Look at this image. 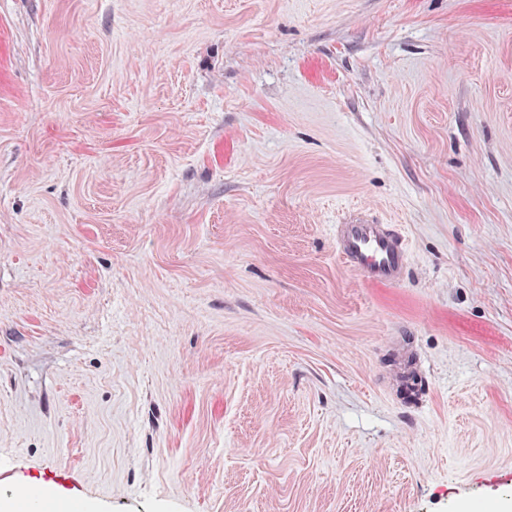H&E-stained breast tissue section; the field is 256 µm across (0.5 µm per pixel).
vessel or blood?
<instances>
[{
  "label": "vessel or blood",
  "instance_id": "b4317fda",
  "mask_svg": "<svg viewBox=\"0 0 512 512\" xmlns=\"http://www.w3.org/2000/svg\"><path fill=\"white\" fill-rule=\"evenodd\" d=\"M334 233L337 258L363 281L394 285L404 280L408 244L397 225L357 217L335 225Z\"/></svg>",
  "mask_w": 512,
  "mask_h": 512
}]
</instances>
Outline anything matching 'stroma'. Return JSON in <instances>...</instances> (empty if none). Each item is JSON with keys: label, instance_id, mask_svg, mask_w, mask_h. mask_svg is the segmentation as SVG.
I'll return each instance as SVG.
<instances>
[{"label": "stroma", "instance_id": "35a3bbf8", "mask_svg": "<svg viewBox=\"0 0 512 512\" xmlns=\"http://www.w3.org/2000/svg\"><path fill=\"white\" fill-rule=\"evenodd\" d=\"M360 210L402 284L336 258ZM512 0H0V502L512 512Z\"/></svg>", "mask_w": 512, "mask_h": 512}]
</instances>
